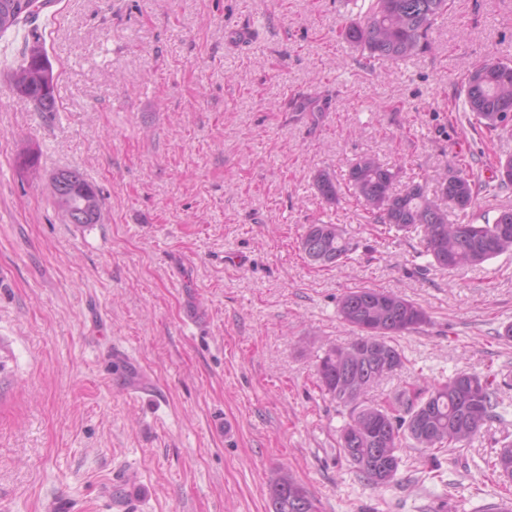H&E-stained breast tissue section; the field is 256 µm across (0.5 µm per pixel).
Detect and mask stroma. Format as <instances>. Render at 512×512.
<instances>
[{"instance_id":"obj_1","label":"stroma","mask_w":512,"mask_h":512,"mask_svg":"<svg viewBox=\"0 0 512 512\" xmlns=\"http://www.w3.org/2000/svg\"><path fill=\"white\" fill-rule=\"evenodd\" d=\"M343 3L54 0L38 20L51 113L10 88L26 28L0 37V512H270L281 475L320 512H475L512 495L486 467L512 442V254L442 270L418 234L312 185L365 153L398 168L397 191L422 173L436 189L462 159L493 180L512 138L470 125L460 83L512 60V0H451L434 50L397 65L343 39ZM304 96L319 111H297ZM29 149L37 166L20 170ZM61 168L99 191V223L58 212L45 186ZM320 221L356 243L346 265L299 251ZM359 287L429 316L395 337L408 365L375 400L489 370L508 409L465 449L403 448L380 489L351 474L347 414L313 384L317 355L352 337L336 309ZM313 186L325 202L335 204L339 200L341 188L328 172L317 171L313 176Z\"/></svg>"}]
</instances>
